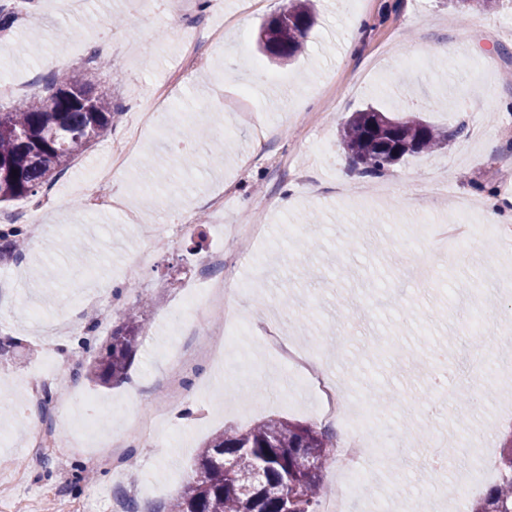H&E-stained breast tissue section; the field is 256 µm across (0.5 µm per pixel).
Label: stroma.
I'll return each instance as SVG.
<instances>
[{
    "mask_svg": "<svg viewBox=\"0 0 512 512\" xmlns=\"http://www.w3.org/2000/svg\"><path fill=\"white\" fill-rule=\"evenodd\" d=\"M285 0H91L82 17L68 16L51 0L23 7L10 30L0 31V55L8 57L0 80L65 78L83 73L92 85L109 84L120 111L113 138L124 135L135 113L149 109L156 94L170 90L168 134L142 136L139 154L120 180L157 231L191 214L195 237L150 252L136 280L120 297L127 255L140 251L119 211L89 207L74 190L82 169L105 149L97 139L71 161L37 199L0 204V224L35 217L43 226L29 239L22 260L0 264V340L23 343L22 357L0 358V512H127L128 502L152 512L177 495L192 474L196 453L212 435L246 428L270 417L311 422L310 397L291 386L293 407L267 393V380L289 381L286 364L260 343L264 327L287 331L298 344L321 343V357L352 404L376 401L386 430L435 434L455 445L462 430L485 423L488 440L451 457L435 470L415 449L394 448L373 459L378 480L358 487L354 512L375 503L399 512L407 503L424 512H445L436 490L452 484L460 460L477 461L483 448L500 450L512 430V370L491 385L483 406L456 397L439 419H424L430 355L442 353L455 374L477 340L494 341L499 359L512 362V246L474 240L465 253L430 248L421 228L455 220L458 197L512 201V0L493 14L460 12L447 0H362L368 25L355 50H347L349 0H316L318 20L303 53L292 61H261L255 39L260 26ZM223 26L221 40L200 45L202 65L180 77L182 37L199 26ZM118 47L110 67L96 64L91 46ZM266 87L244 92L254 71ZM216 105L208 122L185 115L202 102ZM375 106L414 113L438 126L466 122L465 136L435 152L406 157L383 176L351 169L338 131L352 112ZM227 142L221 161L208 159L196 132ZM447 185L439 197H423L424 183ZM223 196L217 210L210 201ZM294 205L280 211L277 201ZM260 224V237L238 240L232 274L254 281L231 309L211 310L213 321L251 325L249 350L256 363L237 378L256 409L241 415L211 412L198 395L224 378L208 363L186 377L178 415L153 437L131 433L128 417L164 398L171 329L180 345L195 342V327L181 309L199 288V258L221 242L219 225ZM265 257L267 274L256 275L250 256ZM425 260L428 282H407L404 266ZM104 291L108 324L96 332L109 339L125 311L138 309L144 328L123 381L109 387L73 377L77 363H90L78 347L88 315L80 299ZM70 374L69 395L56 397L42 414L17 385L44 372L48 357ZM51 424L60 447L31 453L32 432ZM126 440L135 471L118 474L105 457L114 434Z\"/></svg>",
    "mask_w": 512,
    "mask_h": 512,
    "instance_id": "stroma-1",
    "label": "stroma"
}]
</instances>
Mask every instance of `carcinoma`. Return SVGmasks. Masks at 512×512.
Instances as JSON below:
<instances>
[{"mask_svg":"<svg viewBox=\"0 0 512 512\" xmlns=\"http://www.w3.org/2000/svg\"><path fill=\"white\" fill-rule=\"evenodd\" d=\"M315 23L311 0H286L264 26L259 47L272 57L297 56ZM48 95H35L21 108L0 112V203L34 197L52 183L73 156L112 126V94L91 89L79 74L45 82ZM464 126L440 128L416 116H396L368 106L353 113L339 130L340 144L361 173L380 175L408 155L425 153L461 135ZM25 225L0 224V262L22 253ZM132 312L112 328L106 345L86 374L101 386L125 378L143 329ZM326 429L287 419H266L242 430L222 431L196 455L194 476L167 512H318L326 495L322 473L333 457ZM508 475L487 493L468 501L467 512H512V434L501 453Z\"/></svg>","mask_w":512,"mask_h":512,"instance_id":"1","label":"carcinoma"}]
</instances>
